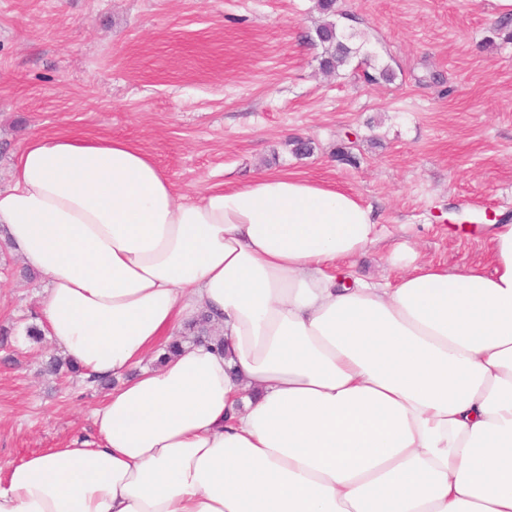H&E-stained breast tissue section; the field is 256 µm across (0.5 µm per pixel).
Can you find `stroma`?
<instances>
[{
	"instance_id": "obj_1",
	"label": "stroma",
	"mask_w": 512,
	"mask_h": 512,
	"mask_svg": "<svg viewBox=\"0 0 512 512\" xmlns=\"http://www.w3.org/2000/svg\"><path fill=\"white\" fill-rule=\"evenodd\" d=\"M396 79L327 74L317 0H0V187L32 134L112 135L179 194L264 173L371 205L419 260L492 268L512 216V38L496 0H338ZM312 151L295 155V138ZM351 147L355 164L336 159ZM44 279L0 255V467L93 432L108 388L44 367Z\"/></svg>"
}]
</instances>
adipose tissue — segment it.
I'll list each match as a JSON object with an SVG mask.
<instances>
[{
	"label": "adipose tissue",
	"instance_id": "ef3b65f1",
	"mask_svg": "<svg viewBox=\"0 0 512 512\" xmlns=\"http://www.w3.org/2000/svg\"><path fill=\"white\" fill-rule=\"evenodd\" d=\"M371 206L293 174L179 196L112 136L32 135L0 245L40 328L118 378L97 436L0 468V512H512V221L494 269L356 277ZM209 314L224 347L181 340ZM157 367H144L148 357Z\"/></svg>",
	"mask_w": 512,
	"mask_h": 512
}]
</instances>
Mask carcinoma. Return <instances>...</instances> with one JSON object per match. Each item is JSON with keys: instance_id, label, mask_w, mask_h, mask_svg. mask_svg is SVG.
I'll return each instance as SVG.
<instances>
[{"instance_id": "cac0c4a2", "label": "carcinoma", "mask_w": 512, "mask_h": 512, "mask_svg": "<svg viewBox=\"0 0 512 512\" xmlns=\"http://www.w3.org/2000/svg\"><path fill=\"white\" fill-rule=\"evenodd\" d=\"M337 0H318L319 10L331 17L316 30L319 42L324 46L321 59L322 69L334 72L341 67L350 66L357 62L354 70L367 83H391L396 78V72L389 64L378 62L376 57L368 53L366 33L352 26L356 18L352 14L336 8ZM193 341L203 342L213 338L211 316L201 315V318L191 326Z\"/></svg>"}]
</instances>
